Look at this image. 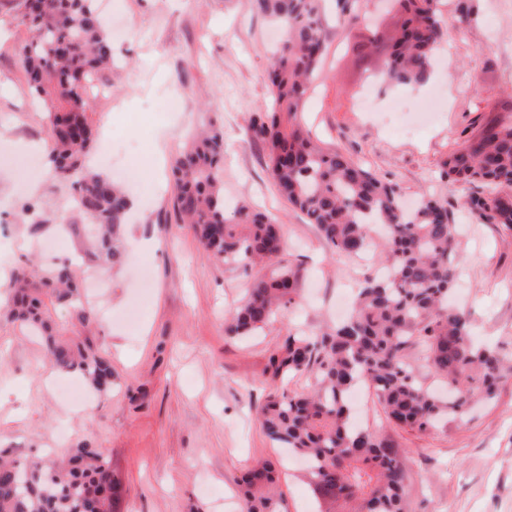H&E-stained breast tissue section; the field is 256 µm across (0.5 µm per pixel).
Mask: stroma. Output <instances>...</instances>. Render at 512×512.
I'll list each match as a JSON object with an SVG mask.
<instances>
[{"label": "stroma", "mask_w": 512, "mask_h": 512, "mask_svg": "<svg viewBox=\"0 0 512 512\" xmlns=\"http://www.w3.org/2000/svg\"><path fill=\"white\" fill-rule=\"evenodd\" d=\"M109 27H127L114 43L107 96L91 98L87 119L111 133L112 165L138 173L126 227V259L100 291L99 336L112 362V389L90 409L69 408L54 382L76 381L54 370L41 343L0 324V448L28 454L63 451L88 440L103 451L125 493L116 512H243L237 478L254 461L282 465L284 512H313L315 497L298 465L272 447L256 409L268 392L271 351L288 333H315L336 323V298L375 271L371 259L335 252L315 225L277 192L266 152L248 131L271 102L266 73L272 26L247 0H98ZM326 53L304 113L325 146L335 148L405 198L434 194L456 226L461 279L454 304L469 314L473 339L512 359V228L484 224L462 206L482 184L440 179L443 159L488 123L512 119V0H477L461 35L441 47L423 86L364 89L363 71L382 56L356 61L325 2ZM28 26L12 0H0V220L15 249L0 276L22 257L54 248L18 222L19 205L40 199L59 211L69 182L21 179L11 156L44 144L49 116L32 95L20 51ZM372 92L376 112L363 111ZM182 94L185 110L167 102ZM491 107H484V100ZM205 124L224 133V198L246 203L279 224L285 260L301 274V292L254 335H225L224 318L245 298L259 269L224 265L203 251L172 210L170 166L188 134ZM357 421L398 448L405 465L406 512H512V377L496 400L463 425L432 432L390 426L372 387H364Z\"/></svg>", "instance_id": "35a3bbf8"}]
</instances>
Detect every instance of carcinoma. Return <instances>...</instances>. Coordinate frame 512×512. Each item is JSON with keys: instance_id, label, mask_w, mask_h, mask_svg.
<instances>
[{"instance_id": "carcinoma-1", "label": "carcinoma", "mask_w": 512, "mask_h": 512, "mask_svg": "<svg viewBox=\"0 0 512 512\" xmlns=\"http://www.w3.org/2000/svg\"><path fill=\"white\" fill-rule=\"evenodd\" d=\"M14 2L31 31L22 49L29 88L49 105V174L72 179L77 215L85 223L55 224L72 233L78 261L16 266L0 321L35 333L54 369L78 372L105 392L112 387V364L96 340L97 314L82 300L80 272L110 270L125 259L129 196L111 177L85 165L94 143L85 116L86 81L112 68V38L95 0ZM321 2L249 0L254 13L272 19L282 32L269 72L273 103L253 115L250 129L265 145L279 193L334 250L362 254L373 242V226L381 227L377 248L390 275L365 276L350 315L336 327L315 336L290 334L271 352L272 385L258 420L269 441L304 457L320 512H405L399 449L352 424L350 390L360 382L372 386L389 423L426 432L463 420L475 403L494 400L512 365L498 351L475 345L469 316L448 306L460 268L446 203L422 195L406 209L396 185L344 153L320 147L302 121L325 54ZM386 2L402 15L387 38L362 15L360 0H343L338 21L355 34L357 58L383 49L389 82L423 84L438 45L449 37L441 0ZM223 154V134L214 128L180 148L172 165L174 211L193 227L208 256L227 266L267 267L224 321L226 335L248 336L295 299L299 271L281 259L284 241L270 217L247 204L225 209ZM440 176L483 184L486 191L467 198L465 206L484 224L512 227V123H491L451 151ZM20 216L33 236L49 228L35 202L23 203ZM61 304L71 310L68 327L55 320ZM411 347L448 387V397L438 398L415 377L406 362ZM309 372L316 377L311 391L279 387ZM277 487L273 463L248 469L241 479L246 512H281ZM121 495L104 455L87 441L71 445L59 459L0 449V512H114Z\"/></svg>"}]
</instances>
